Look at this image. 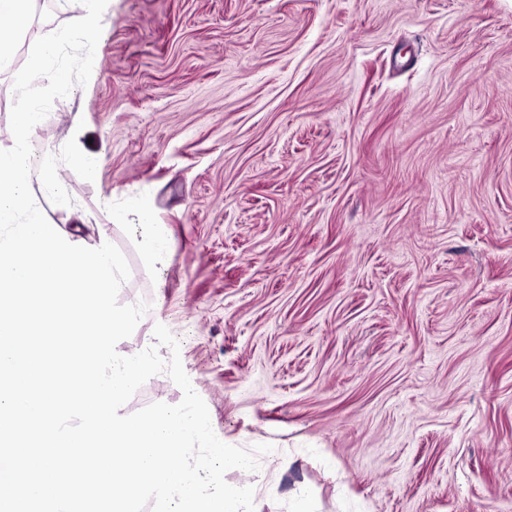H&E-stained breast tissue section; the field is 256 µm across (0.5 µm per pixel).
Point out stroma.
I'll return each instance as SVG.
<instances>
[{
  "mask_svg": "<svg viewBox=\"0 0 512 512\" xmlns=\"http://www.w3.org/2000/svg\"><path fill=\"white\" fill-rule=\"evenodd\" d=\"M87 3L92 76L35 136L72 206L31 189L126 257L149 309L118 351L166 326L216 436L272 445L226 482L255 512H512V0ZM78 15L35 0L0 149L16 70ZM182 398L159 374L122 411ZM137 220L144 227L152 228L148 244V255L154 263L164 261L167 245L164 236L156 229L152 221V213L149 209L143 208L137 212Z\"/></svg>",
  "mask_w": 512,
  "mask_h": 512,
  "instance_id": "35a3bbf8",
  "label": "stroma"
}]
</instances>
